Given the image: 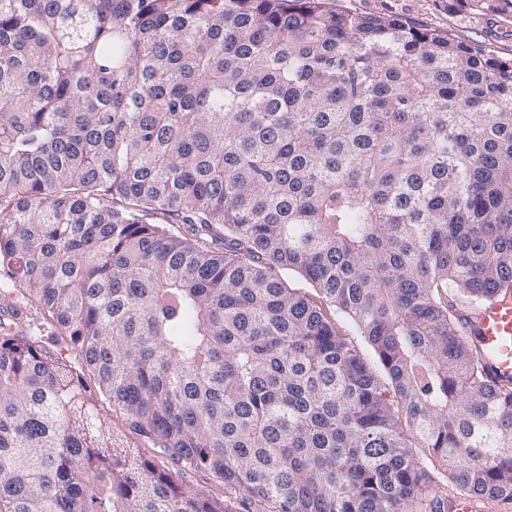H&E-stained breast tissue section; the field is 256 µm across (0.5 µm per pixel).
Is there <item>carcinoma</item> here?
<instances>
[{"label":"carcinoma","instance_id":"carcinoma-1","mask_svg":"<svg viewBox=\"0 0 512 512\" xmlns=\"http://www.w3.org/2000/svg\"><path fill=\"white\" fill-rule=\"evenodd\" d=\"M0 274L82 365L0 324V512H228L184 468L512 512L470 321L512 296V59L329 0H0ZM101 400L102 402H100V405L104 406L106 409H109L110 413L113 415L115 426L121 431V440L124 442V444L130 445L131 447L133 446V449L139 451L141 454H144L147 457L153 455L151 449L147 446V444L143 442V439H141L128 428L126 425L125 417L119 412V410L112 411V405L109 404L108 400L104 399L103 397H101Z\"/></svg>","mask_w":512,"mask_h":512}]
</instances>
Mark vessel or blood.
Segmentation results:
<instances>
[{"label":"vessel or blood","instance_id":"b4317fda","mask_svg":"<svg viewBox=\"0 0 512 512\" xmlns=\"http://www.w3.org/2000/svg\"><path fill=\"white\" fill-rule=\"evenodd\" d=\"M492 378L512 379V298L493 301L473 317Z\"/></svg>","mask_w":512,"mask_h":512}]
</instances>
